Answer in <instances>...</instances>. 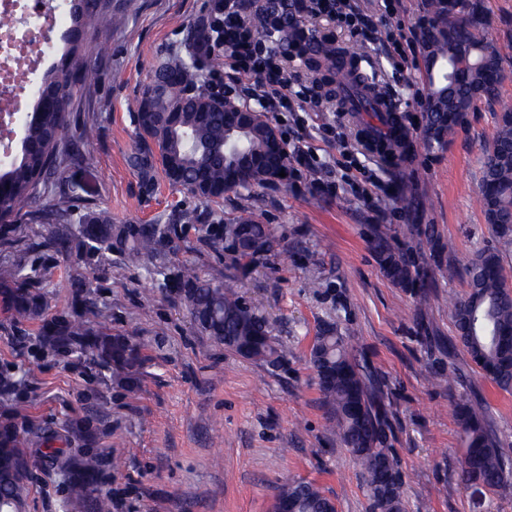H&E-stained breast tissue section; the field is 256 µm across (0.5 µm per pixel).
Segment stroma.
Segmentation results:
<instances>
[{
    "instance_id": "obj_1",
    "label": "stroma",
    "mask_w": 512,
    "mask_h": 512,
    "mask_svg": "<svg viewBox=\"0 0 512 512\" xmlns=\"http://www.w3.org/2000/svg\"><path fill=\"white\" fill-rule=\"evenodd\" d=\"M214 2L112 0L124 20L99 27L112 52L99 64L97 83L75 93L79 118L93 134L54 182L78 196L80 213L105 212L116 224H165L195 208L214 222L251 216L270 225L274 250L249 260L236 280L227 278L223 252L191 229L165 262L234 283L266 317L287 361L274 367L245 359L203 335L186 308L150 279L151 261L46 250L41 243L53 225L22 217L0 224V262L44 269L34 289L46 307L43 318L19 321L0 304V371L18 382L11 403L0 406V429L11 426L27 439L50 431L73 453L95 454L98 488L111 497L112 512H273L281 486L296 479L315 482L337 512H371L355 458L328 428L309 363L320 327L335 322L351 332L383 393L406 512H512V493L458 479L464 444L456 403L478 401L512 455V394L472 371L455 344L448 306L449 298L465 295L463 270L489 238L480 160L499 113L512 111V58L499 97L475 101L445 145L426 146L418 101L426 91L424 55L395 67L389 37L400 30L419 39L427 0H401L399 17L374 22L359 44L363 71L400 108L411 136L398 165L386 166L363 147L356 113L269 112L265 118L287 148L312 154L311 166L294 165L288 183L232 190L217 203L160 177L145 193L128 162L135 101L160 58L185 49L206 24ZM325 123L336 136L323 138ZM428 224L441 240L454 241L456 274L434 264L423 234ZM381 232L394 248L417 252L431 286L429 305L419 306L413 289L386 278L372 246ZM85 297L103 315L107 334L140 347L136 386L117 382L109 366L44 343L42 319L71 312ZM435 371L443 372V384L433 383ZM65 496L64 476L38 472L23 512H64Z\"/></svg>"
}]
</instances>
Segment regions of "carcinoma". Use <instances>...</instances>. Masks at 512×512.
<instances>
[{"instance_id":"obj_1","label":"carcinoma","mask_w":512,"mask_h":512,"mask_svg":"<svg viewBox=\"0 0 512 512\" xmlns=\"http://www.w3.org/2000/svg\"><path fill=\"white\" fill-rule=\"evenodd\" d=\"M72 27L64 37L60 62L44 76L34 112L26 121L20 151L0 170V223L16 221L19 205L47 194L53 204L37 207L29 220L39 224H70L76 211L72 196L55 190L50 175L70 161L78 143L88 137L87 128L62 141L75 110V89L98 78L96 62L107 56L110 46L100 40L96 26L104 21L121 22V15L102 6V0H70ZM486 13L480 0H428L422 29V48L427 64V123L423 141L442 145L457 127L452 110H470L479 99H492L504 80L507 53L483 34ZM208 40V30L196 31L186 52H172L153 69L137 98L134 112L137 148L129 158L143 187L151 190L156 174L174 187L202 202L224 199L231 181L250 191L269 183L276 171L288 174L293 160L286 147L271 146L273 126L257 122L246 134L229 133L230 113L240 107L220 104L211 92L199 87L205 75L197 51ZM306 63L316 74L318 86L336 83L341 106L367 88L368 80L359 71L355 47L322 49ZM86 64L66 81L64 70L79 57ZM365 146L388 163L391 130L369 129ZM480 203L490 237L469 262L465 271L468 291L452 302L456 340L469 355L475 370L499 389L512 392V286L507 283L505 263L512 256V112L497 118L492 140L481 160ZM203 215L195 208L180 211L178 224H114L103 213L82 218L77 228L43 242L46 248L63 252L75 247L94 255L102 250L115 252L124 262L159 257L163 248H174L178 226L199 224ZM259 237L264 252L274 248L270 229L251 217L235 224H210L206 240L215 249L224 248L235 260L250 258L257 251L250 240ZM435 262H448L453 275L454 246L429 234ZM374 247L381 266L399 288L418 289L420 305L430 299L425 277L415 260L391 247L387 237H377ZM19 262L0 264V297L20 319L39 315L42 297L27 288H8L19 278ZM150 274L161 276L168 291L178 296L199 331L239 356L277 365L288 352L276 345L266 318L238 292L226 285L214 286L195 267L184 265L170 273L165 265ZM98 313L95 303L86 300L72 314L43 320L41 335L52 346L75 351L81 356L112 366L124 381L142 363L137 347L124 336L105 337L94 328ZM310 363L332 429L348 448L361 469L375 512H404L402 474L394 449L388 446L391 424L377 402L375 379L357 357L350 335L333 322L325 323L315 337ZM455 416L464 434L465 451L459 471L461 483H482L491 491H512V457L497 443L479 408L469 401L457 403ZM39 446L27 448L19 435L0 430V512H15L26 494L34 471L57 469L66 477V504H81L88 512H112L110 496L96 492L100 462L92 453L75 456L56 446L57 436L43 432ZM277 502L289 505V512H334L332 500L314 483L293 480L281 487Z\"/></svg>"}]
</instances>
